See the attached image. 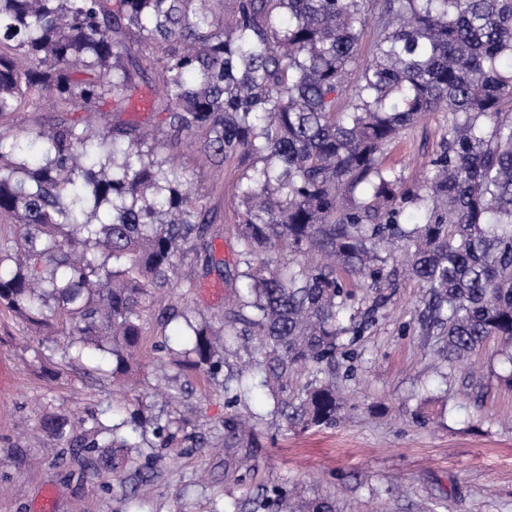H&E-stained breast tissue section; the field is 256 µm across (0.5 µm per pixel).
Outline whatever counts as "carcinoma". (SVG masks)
Listing matches in <instances>:
<instances>
[{
	"label": "carcinoma",
	"instance_id": "cac0c4a2",
	"mask_svg": "<svg viewBox=\"0 0 512 512\" xmlns=\"http://www.w3.org/2000/svg\"><path fill=\"white\" fill-rule=\"evenodd\" d=\"M210 3L228 5L217 12ZM371 59L352 75L366 20ZM153 70L156 131L119 119ZM95 112L32 134L0 130V307L40 339L37 361L88 352L128 372L156 299L213 261V220L174 152L186 141L222 164L251 161L239 183L237 280L225 318L186 319L178 364L236 402L247 374L278 387L314 378L283 403L292 427L340 422L324 378L401 274L425 288L420 321L454 368L492 338L512 344V0H0V120L40 108ZM446 112L439 150L409 184L388 149ZM43 154L27 161L28 140ZM411 209L417 222L401 217ZM362 279L373 295L347 289ZM66 343L51 346V337ZM232 336L256 338L226 366ZM46 446L79 448L131 491L150 448L190 439L139 407L120 422L46 413ZM246 512H338L329 496L288 502L274 487Z\"/></svg>",
	"mask_w": 512,
	"mask_h": 512
}]
</instances>
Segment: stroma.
Wrapping results in <instances>:
<instances>
[{
  "label": "stroma",
  "mask_w": 512,
  "mask_h": 512,
  "mask_svg": "<svg viewBox=\"0 0 512 512\" xmlns=\"http://www.w3.org/2000/svg\"><path fill=\"white\" fill-rule=\"evenodd\" d=\"M443 121L438 114L409 132L408 180L420 178L437 150ZM178 162L213 217V246L224 261L200 270L179 306L220 317L236 274V185L247 163L220 165L195 149L181 150ZM423 295L418 282L400 279L375 324L337 351L329 375L348 418L305 431L287 427L273 407L304 392L309 370L296 371L277 397L254 375L242 401L229 405L221 387L172 364L184 322L164 326L150 316L128 397L187 415L184 431L200 445L156 449L153 472L130 500L103 491L102 477L72 451L59 461L45 457L37 429L45 409L76 417L109 409L111 377L61 366L46 378L25 324L0 309V512H38L47 490L53 512H234L235 503L275 485L331 495L342 512H512V388L497 380L503 346L492 340L475 355L478 383L468 385L463 370L434 355L418 319ZM160 366L176 379L168 401L154 395ZM239 418L253 426L242 441L224 431L225 421Z\"/></svg>",
  "instance_id": "obj_1"
}]
</instances>
